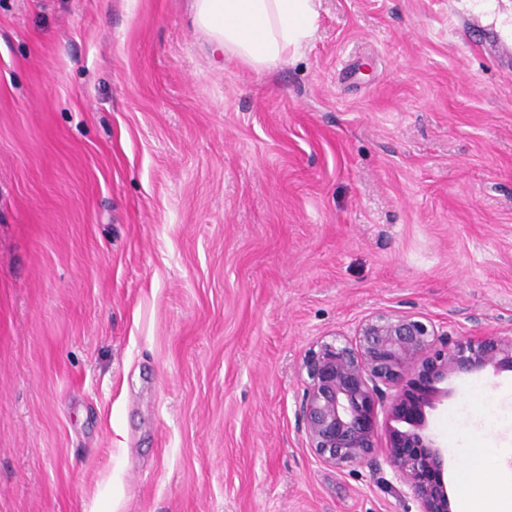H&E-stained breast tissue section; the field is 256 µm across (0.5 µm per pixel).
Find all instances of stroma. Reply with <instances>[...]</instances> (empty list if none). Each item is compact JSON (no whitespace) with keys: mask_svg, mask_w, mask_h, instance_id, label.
I'll list each match as a JSON object with an SVG mask.
<instances>
[{"mask_svg":"<svg viewBox=\"0 0 512 512\" xmlns=\"http://www.w3.org/2000/svg\"><path fill=\"white\" fill-rule=\"evenodd\" d=\"M381 310L512 329V0H320L265 72L189 0H0V512H416L297 416ZM427 420L512 495V370Z\"/></svg>","mask_w":512,"mask_h":512,"instance_id":"stroma-1","label":"stroma"}]
</instances>
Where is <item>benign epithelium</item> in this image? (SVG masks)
Wrapping results in <instances>:
<instances>
[{
  "label": "benign epithelium",
  "instance_id": "benign-epithelium-1",
  "mask_svg": "<svg viewBox=\"0 0 512 512\" xmlns=\"http://www.w3.org/2000/svg\"><path fill=\"white\" fill-rule=\"evenodd\" d=\"M512 367V330L487 337L457 336L426 317L402 311H377L349 336L341 331L323 337L304 354L300 373L304 389L299 405L308 448L324 464L342 470L378 458L392 479L408 490L417 512H452L442 475L448 450L428 433L426 410L448 398V376ZM429 379V389L410 414L402 412L401 395L415 376ZM389 401L392 428L387 446L379 448L375 406Z\"/></svg>",
  "mask_w": 512,
  "mask_h": 512
}]
</instances>
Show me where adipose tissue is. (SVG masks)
<instances>
[{
	"mask_svg": "<svg viewBox=\"0 0 512 512\" xmlns=\"http://www.w3.org/2000/svg\"><path fill=\"white\" fill-rule=\"evenodd\" d=\"M192 23L212 53L261 71L313 37L317 0H192Z\"/></svg>",
	"mask_w": 512,
	"mask_h": 512,
	"instance_id": "obj_1",
	"label": "adipose tissue"
}]
</instances>
